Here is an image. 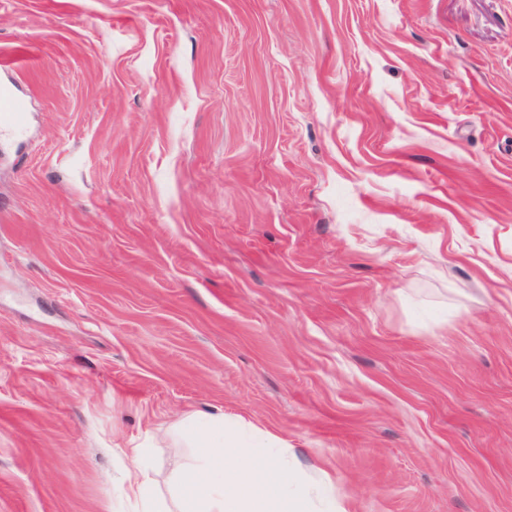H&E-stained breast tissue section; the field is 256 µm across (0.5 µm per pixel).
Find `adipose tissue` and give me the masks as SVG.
I'll return each instance as SVG.
<instances>
[{
  "label": "adipose tissue",
  "mask_w": 512,
  "mask_h": 512,
  "mask_svg": "<svg viewBox=\"0 0 512 512\" xmlns=\"http://www.w3.org/2000/svg\"><path fill=\"white\" fill-rule=\"evenodd\" d=\"M167 430L190 454L173 464L170 497L161 502L150 493L152 448H129L125 494L136 512H312L320 504L331 512H348L336 498L335 477L300 472L295 454L272 433H264L265 447L251 448L242 441L250 424L231 430L223 417L201 414L179 417Z\"/></svg>",
  "instance_id": "obj_1"
}]
</instances>
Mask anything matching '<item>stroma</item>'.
Here are the masks:
<instances>
[{
	"instance_id": "stroma-1",
	"label": "stroma",
	"mask_w": 512,
	"mask_h": 512,
	"mask_svg": "<svg viewBox=\"0 0 512 512\" xmlns=\"http://www.w3.org/2000/svg\"><path fill=\"white\" fill-rule=\"evenodd\" d=\"M0 59V512H132L197 411L512 512V0H0ZM27 101L11 87H0V132L20 133L26 124Z\"/></svg>"
}]
</instances>
